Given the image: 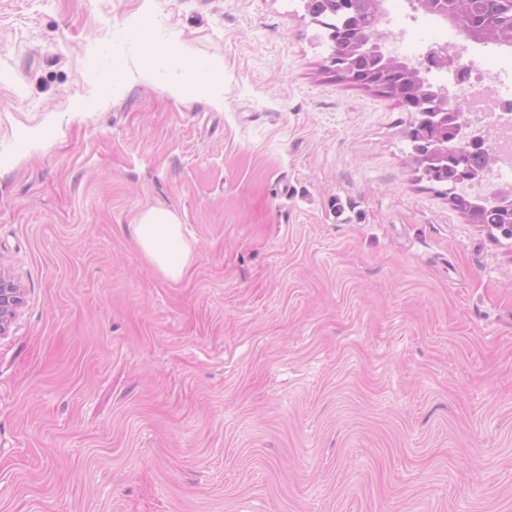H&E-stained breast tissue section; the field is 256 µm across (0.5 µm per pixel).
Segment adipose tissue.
<instances>
[{"mask_svg":"<svg viewBox=\"0 0 512 512\" xmlns=\"http://www.w3.org/2000/svg\"><path fill=\"white\" fill-rule=\"evenodd\" d=\"M131 232L143 259L165 279L183 278L194 256V243L173 210L152 206L135 218Z\"/></svg>","mask_w":512,"mask_h":512,"instance_id":"ef3b65f1","label":"adipose tissue"}]
</instances>
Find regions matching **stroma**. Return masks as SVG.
<instances>
[{
	"instance_id": "obj_1",
	"label": "stroma",
	"mask_w": 512,
	"mask_h": 512,
	"mask_svg": "<svg viewBox=\"0 0 512 512\" xmlns=\"http://www.w3.org/2000/svg\"><path fill=\"white\" fill-rule=\"evenodd\" d=\"M383 7L407 61L512 63ZM331 53L304 0H0V512H512V239ZM150 206L195 240L181 281L133 241ZM165 53L171 62L182 60L196 73L195 94L209 104H219L223 86V74L218 66L210 63L190 61L183 50L175 45H170ZM23 304L21 288L10 276L0 271V335H4L6 329L15 317L17 310Z\"/></svg>"
}]
</instances>
